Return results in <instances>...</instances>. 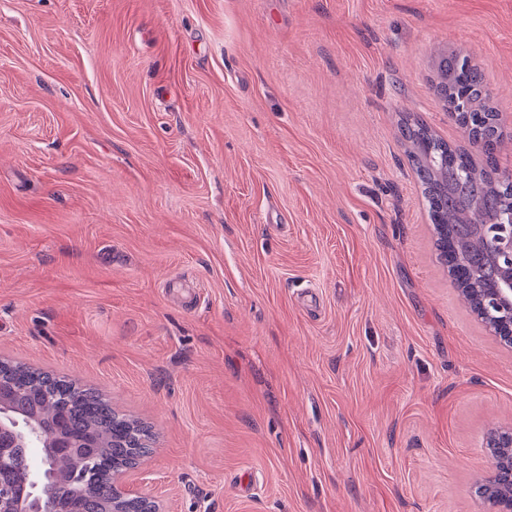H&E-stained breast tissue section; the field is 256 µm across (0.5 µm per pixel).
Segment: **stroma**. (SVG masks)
Segmentation results:
<instances>
[{"mask_svg":"<svg viewBox=\"0 0 512 512\" xmlns=\"http://www.w3.org/2000/svg\"><path fill=\"white\" fill-rule=\"evenodd\" d=\"M512 0H0V357L151 426L167 512H486L512 348L438 264L397 123Z\"/></svg>","mask_w":512,"mask_h":512,"instance_id":"1","label":"stroma"}]
</instances>
